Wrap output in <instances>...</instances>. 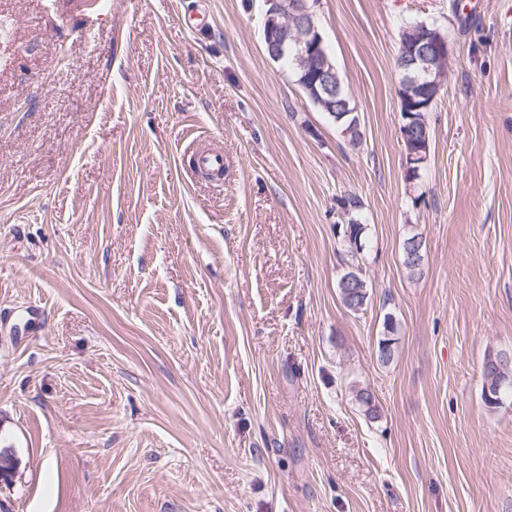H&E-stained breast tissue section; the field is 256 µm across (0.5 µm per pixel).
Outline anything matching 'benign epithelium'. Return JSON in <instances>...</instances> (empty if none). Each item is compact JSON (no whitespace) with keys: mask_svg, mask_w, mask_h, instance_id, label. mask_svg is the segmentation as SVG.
Instances as JSON below:
<instances>
[{"mask_svg":"<svg viewBox=\"0 0 512 512\" xmlns=\"http://www.w3.org/2000/svg\"><path fill=\"white\" fill-rule=\"evenodd\" d=\"M298 32L288 35V23L282 20L278 9L269 10L264 16L263 39L269 57L279 60L286 52L292 50L303 66H308L314 59L324 57V39L312 21L310 9L304 0L297 3L293 18ZM450 47L448 39L437 29H430L423 24L404 48L400 62L401 88H420L422 94L411 98L400 93V108L404 116L429 109V96L437 95L441 84L448 74ZM312 98L319 101L334 98L342 93L341 81L333 66L323 64L319 75L311 86Z\"/></svg>","mask_w":512,"mask_h":512,"instance_id":"7a95c632","label":"benign epithelium"}]
</instances>
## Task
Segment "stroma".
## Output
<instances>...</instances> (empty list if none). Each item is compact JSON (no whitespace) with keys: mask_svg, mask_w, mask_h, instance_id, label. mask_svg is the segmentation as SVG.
<instances>
[{"mask_svg":"<svg viewBox=\"0 0 512 512\" xmlns=\"http://www.w3.org/2000/svg\"><path fill=\"white\" fill-rule=\"evenodd\" d=\"M88 2L0 0V512H512V398H481L512 352V0H319L356 149L269 58L263 0ZM407 21L452 48L414 178ZM353 219H350V221ZM365 231L364 224H358L357 220H353L350 224L343 225L341 234L348 248V253H351V257L359 254L364 249L363 234ZM368 288V283L358 267L356 270L345 272L338 281L341 302L346 309L354 313L360 311L366 303L369 296ZM499 353L500 352H496L495 356L488 354L483 363L484 383L482 389V398L484 403L491 408H497L500 405L494 403L485 396L487 387L492 393V390L501 383L502 387L500 389V397L503 400V403L505 399H507L509 396H512V372L509 376L507 375L505 370L508 364H504L498 361L497 357ZM506 377L509 378V381L504 380Z\"/></svg>","mask_w":512,"mask_h":512,"instance_id":"obj_1","label":"stroma"}]
</instances>
